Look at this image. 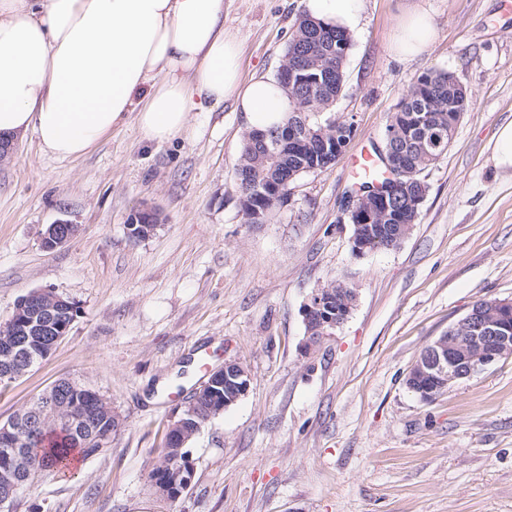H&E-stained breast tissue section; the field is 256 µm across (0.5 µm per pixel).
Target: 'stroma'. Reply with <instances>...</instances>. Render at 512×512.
Listing matches in <instances>:
<instances>
[{
	"label": "stroma",
	"instance_id": "obj_1",
	"mask_svg": "<svg viewBox=\"0 0 512 512\" xmlns=\"http://www.w3.org/2000/svg\"><path fill=\"white\" fill-rule=\"evenodd\" d=\"M417 4L437 22L419 57L390 52ZM301 0H225L241 73L277 76ZM336 114L354 135L327 171L295 184L268 224L242 217L235 176L244 127L224 104L169 142L114 130L59 161L34 134L0 159V324L50 288L76 315L24 375L0 383V422L69 378L112 402L106 450L43 472L12 512H512V356L425 403L406 386L422 349L484 299H512V170L493 136L512 121V0H360ZM454 72L471 105L425 171L420 215L394 249L355 256L341 201L352 158L383 146L387 117L428 69ZM163 220L128 235L140 204ZM77 228L45 249L48 227ZM356 301L305 350L304 303L332 282ZM247 394L190 441L195 475L160 502L148 473L171 423L226 360Z\"/></svg>",
	"mask_w": 512,
	"mask_h": 512
}]
</instances>
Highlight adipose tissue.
<instances>
[{
    "mask_svg": "<svg viewBox=\"0 0 512 512\" xmlns=\"http://www.w3.org/2000/svg\"><path fill=\"white\" fill-rule=\"evenodd\" d=\"M314 22L354 30L359 0H303ZM435 35L424 8L403 11L390 45L421 56ZM240 47L224 28V0H0V139L34 132L59 160L86 155L136 122L164 143L205 105L231 103L246 130L285 123L277 79L242 80Z\"/></svg>",
    "mask_w": 512,
    "mask_h": 512,
    "instance_id": "adipose-tissue-1",
    "label": "adipose tissue"
}]
</instances>
